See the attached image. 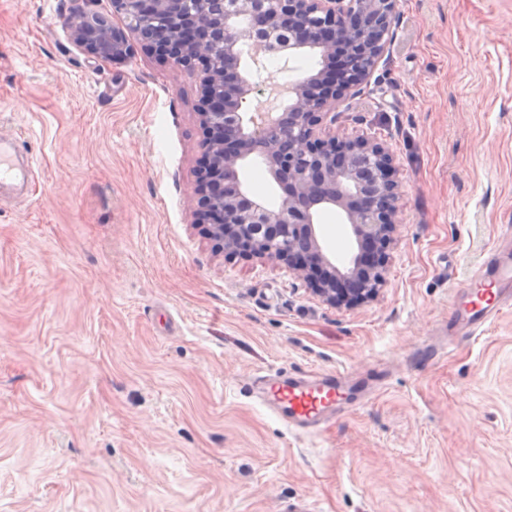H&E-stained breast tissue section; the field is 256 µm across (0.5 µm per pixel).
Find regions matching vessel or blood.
<instances>
[{
	"label": "vessel or blood",
	"instance_id": "vessel-or-blood-1",
	"mask_svg": "<svg viewBox=\"0 0 512 512\" xmlns=\"http://www.w3.org/2000/svg\"><path fill=\"white\" fill-rule=\"evenodd\" d=\"M35 166L22 155L16 138L0 133V188L19 192L28 184ZM512 307V226L504 225L487 260L458 285L448 324L460 337L481 334L499 315ZM252 391L257 402L290 432L316 435L336 415L366 404L368 390L349 383L336 371L265 373L255 377Z\"/></svg>",
	"mask_w": 512,
	"mask_h": 512
}]
</instances>
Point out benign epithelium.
Segmentation results:
<instances>
[{"instance_id": "1", "label": "benign epithelium", "mask_w": 512, "mask_h": 512, "mask_svg": "<svg viewBox=\"0 0 512 512\" xmlns=\"http://www.w3.org/2000/svg\"><path fill=\"white\" fill-rule=\"evenodd\" d=\"M396 6L397 0H112L124 26L78 7L71 38L89 55L121 60L133 51L134 33L154 55L201 72L205 150L195 172V222L205 225L217 250L277 261L336 306L377 296L401 223L389 147L363 133L336 132V109L361 94L388 51ZM242 46L320 58L318 69L288 84L272 128L265 117L249 115L264 86L245 69ZM252 157L266 164L281 191L276 210L241 183ZM323 208L341 210L361 245L344 273L315 237ZM284 239L292 245L283 247Z\"/></svg>"}]
</instances>
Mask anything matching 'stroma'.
<instances>
[{
	"label": "stroma",
	"instance_id": "stroma-1",
	"mask_svg": "<svg viewBox=\"0 0 512 512\" xmlns=\"http://www.w3.org/2000/svg\"><path fill=\"white\" fill-rule=\"evenodd\" d=\"M72 0H0V132L38 160L0 202V512H512V309L421 369L454 287L512 225V0H398L336 124L385 142L402 223L378 295L330 305L194 222L200 75L70 37ZM317 231L335 264L343 215ZM379 372L315 437L258 370Z\"/></svg>",
	"mask_w": 512,
	"mask_h": 512
}]
</instances>
